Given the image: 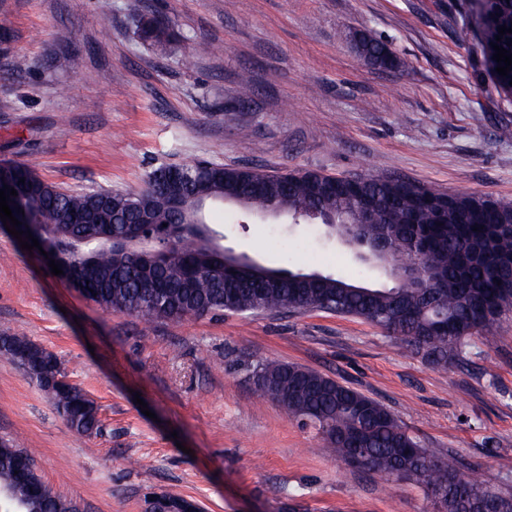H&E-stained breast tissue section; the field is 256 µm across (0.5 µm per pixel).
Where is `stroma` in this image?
<instances>
[{
    "label": "stroma",
    "instance_id": "1",
    "mask_svg": "<svg viewBox=\"0 0 512 512\" xmlns=\"http://www.w3.org/2000/svg\"><path fill=\"white\" fill-rule=\"evenodd\" d=\"M0 0V162L66 189H137L161 164L391 175L512 203V98L477 40L471 0ZM176 33L159 47L142 21ZM394 69L366 64L359 32ZM210 47L193 65L196 43ZM81 67H71L70 55ZM27 70H13L15 56ZM193 55V54H192ZM253 92L239 94L240 74ZM220 245L257 262L360 278L314 223L244 221L223 204ZM52 353L99 408L75 434L52 399L0 358V439L82 512H149L150 492L204 512H435L419 487L330 457L252 381L265 361L327 375L385 405L434 455L512 494V315L468 364L439 369L366 321L330 312L145 322L106 312L0 226V334ZM280 495H273V488Z\"/></svg>",
    "mask_w": 512,
    "mask_h": 512
}]
</instances>
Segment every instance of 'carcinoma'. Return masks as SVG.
Listing matches in <instances>:
<instances>
[{
  "instance_id": "cac0c4a2",
  "label": "carcinoma",
  "mask_w": 512,
  "mask_h": 512,
  "mask_svg": "<svg viewBox=\"0 0 512 512\" xmlns=\"http://www.w3.org/2000/svg\"><path fill=\"white\" fill-rule=\"evenodd\" d=\"M475 22L457 27L460 41L477 37L496 92L512 96V71L499 75L492 43L512 53V34L496 41L498 27H512V0H478ZM140 37L164 44L169 27L148 20ZM359 50L377 67L395 66L387 45L363 35ZM25 183H20V179ZM10 187L14 216L23 236L33 235L60 255L62 267L83 284L102 310L119 311L145 321L237 314L325 311L362 319L400 336L435 366L465 364L476 342L495 335L512 314V203L488 196L420 193L400 179L366 177L343 183L313 171L288 175L255 168H233L210 161L174 166L160 164L146 173L139 190H65L43 179L31 163H0V188ZM226 197L254 212L283 209L288 220L304 221L309 212L336 218L331 232L342 238L359 228L384 251L372 253L382 264L414 268L429 288H374L342 276L269 267L277 280L256 277L224 262V251L207 245L210 207ZM23 212H17V209ZM139 230L144 252L127 253L99 245L104 229L118 234ZM163 251V265L150 275L143 262ZM0 356L21 367L54 401L69 427L79 435L98 431L95 402L78 386H62L57 359L35 343L0 336ZM253 384L288 416L315 428L328 451L350 464L354 444L344 437L363 407L366 433L362 471L422 487L425 493L447 488L434 501L439 512H463L466 506L491 504L512 512V496L481 482L462 479L461 458L429 454L380 402L299 365L269 361L256 367ZM0 512H80L71 499L56 494L38 474L32 455L0 442ZM199 505L161 494L154 512H197Z\"/></svg>"
}]
</instances>
